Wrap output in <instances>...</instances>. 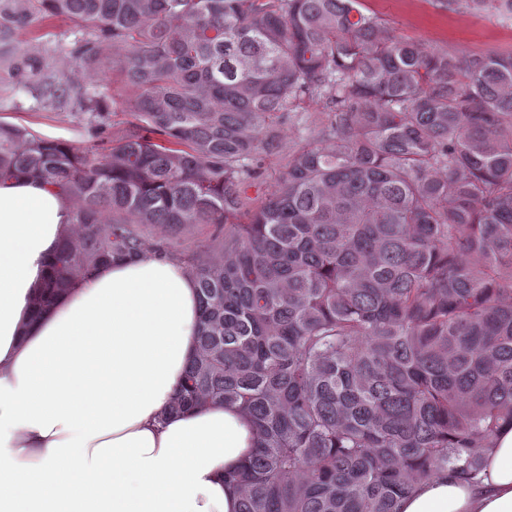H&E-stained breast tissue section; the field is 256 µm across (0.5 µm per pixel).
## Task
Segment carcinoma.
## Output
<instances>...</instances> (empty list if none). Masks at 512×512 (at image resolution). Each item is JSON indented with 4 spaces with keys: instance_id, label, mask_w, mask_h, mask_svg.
Instances as JSON below:
<instances>
[{
    "instance_id": "obj_1",
    "label": "carcinoma",
    "mask_w": 512,
    "mask_h": 512,
    "mask_svg": "<svg viewBox=\"0 0 512 512\" xmlns=\"http://www.w3.org/2000/svg\"><path fill=\"white\" fill-rule=\"evenodd\" d=\"M437 2L512 23V0ZM0 108L103 145L0 121V180L72 204L36 311L150 248L186 263L197 349L169 412L251 419L238 512H397L483 472L512 427V53L430 50L361 0H0ZM196 224L218 229L187 254ZM0 119L31 126L40 134L50 138L70 140L77 145L87 146L96 139L70 112L12 111L0 110Z\"/></svg>"
}]
</instances>
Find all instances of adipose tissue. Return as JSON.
<instances>
[{
  "label": "adipose tissue",
  "instance_id": "obj_1",
  "mask_svg": "<svg viewBox=\"0 0 512 512\" xmlns=\"http://www.w3.org/2000/svg\"><path fill=\"white\" fill-rule=\"evenodd\" d=\"M71 210L37 179L0 182V512H237L224 476L252 454V422L168 411L199 316L181 261L101 266L34 312ZM399 512H512V429L476 481L435 478Z\"/></svg>",
  "mask_w": 512,
  "mask_h": 512
}]
</instances>
